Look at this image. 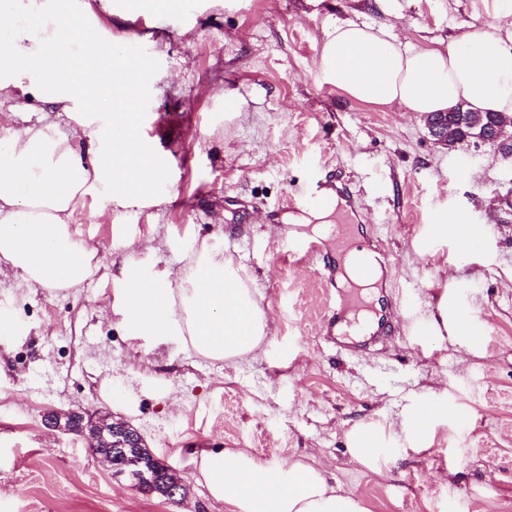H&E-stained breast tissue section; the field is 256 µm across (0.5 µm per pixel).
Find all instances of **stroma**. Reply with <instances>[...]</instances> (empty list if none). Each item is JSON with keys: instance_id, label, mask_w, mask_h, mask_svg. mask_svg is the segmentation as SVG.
Masks as SVG:
<instances>
[{"instance_id": "stroma-1", "label": "stroma", "mask_w": 512, "mask_h": 512, "mask_svg": "<svg viewBox=\"0 0 512 512\" xmlns=\"http://www.w3.org/2000/svg\"><path fill=\"white\" fill-rule=\"evenodd\" d=\"M512 0H183L154 25L113 19L155 61L141 132L162 150L176 198L133 214L86 199L75 236L101 267L68 291L0 275V512H225L197 480L203 451L243 449L267 464L301 460L368 512H512V157L488 144L449 149L423 119L350 98L319 70L335 20L385 27L436 47L494 22ZM244 101L214 126L220 94ZM341 175L364 236L387 257L380 288L390 336L357 351L323 339L322 262L293 256L280 217L308 183ZM468 214L479 238L434 235L433 215ZM223 245L268 311L264 344L231 362L169 343L145 348L110 313L128 251L179 279L188 241ZM473 314L474 342L444 326ZM441 400L420 451L388 443L387 463H356V426L398 430ZM86 408L131 422L187 487L172 503L113 479L46 409Z\"/></svg>"}]
</instances>
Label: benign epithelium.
I'll return each mask as SVG.
<instances>
[{
	"instance_id": "7a95c632",
	"label": "benign epithelium",
	"mask_w": 512,
	"mask_h": 512,
	"mask_svg": "<svg viewBox=\"0 0 512 512\" xmlns=\"http://www.w3.org/2000/svg\"><path fill=\"white\" fill-rule=\"evenodd\" d=\"M430 133L442 145H448V122L441 117L426 120ZM469 140L496 144L504 126L472 125ZM46 426L63 431H76L89 442L93 453L108 463L112 477L123 478L132 488L147 495L155 494L166 501L183 500L186 486L167 462L146 448L140 433L128 422L105 413L50 410L44 415Z\"/></svg>"
}]
</instances>
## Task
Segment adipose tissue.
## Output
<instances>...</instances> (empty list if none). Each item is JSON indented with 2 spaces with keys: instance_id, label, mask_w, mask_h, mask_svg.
<instances>
[{
  "instance_id": "obj_1",
  "label": "adipose tissue",
  "mask_w": 512,
  "mask_h": 512,
  "mask_svg": "<svg viewBox=\"0 0 512 512\" xmlns=\"http://www.w3.org/2000/svg\"><path fill=\"white\" fill-rule=\"evenodd\" d=\"M96 0H0V100L46 104L40 120L0 141V272L45 289L83 287L97 250L71 218L89 197L129 212L158 207L167 175L140 132L139 102L155 81L152 58L129 61ZM324 81L356 101L423 116L463 106L512 116V20L474 27L423 48L387 29L339 20L320 48ZM65 114L61 132L56 114ZM87 151H80L78 140ZM112 311L127 336L231 361L258 349L268 316L251 279L224 249L192 245L179 281L124 259ZM194 465L226 512H368L324 473L296 460L269 465L244 450L204 452Z\"/></svg>"
}]
</instances>
